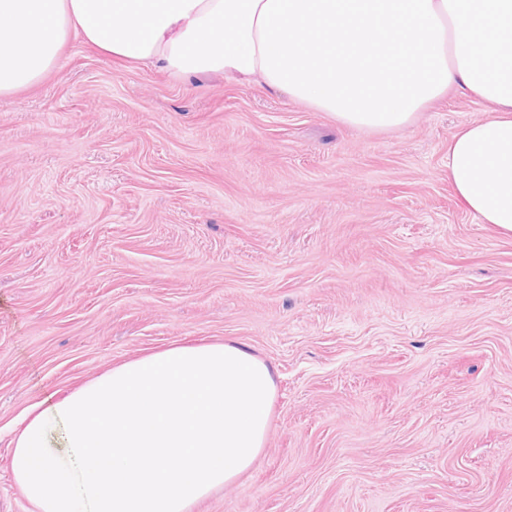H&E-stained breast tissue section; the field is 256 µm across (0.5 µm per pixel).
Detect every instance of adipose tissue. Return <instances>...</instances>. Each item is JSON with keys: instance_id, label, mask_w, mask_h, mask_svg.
Masks as SVG:
<instances>
[{"instance_id": "1", "label": "adipose tissue", "mask_w": 512, "mask_h": 512, "mask_svg": "<svg viewBox=\"0 0 512 512\" xmlns=\"http://www.w3.org/2000/svg\"><path fill=\"white\" fill-rule=\"evenodd\" d=\"M186 77L286 93L369 132L455 87L489 105L448 142V180L512 235V0H0V97L38 85L71 38ZM274 369L237 341L124 362L24 418L11 457L37 512H192L265 447Z\"/></svg>"}]
</instances>
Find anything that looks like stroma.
<instances>
[{"mask_svg":"<svg viewBox=\"0 0 512 512\" xmlns=\"http://www.w3.org/2000/svg\"><path fill=\"white\" fill-rule=\"evenodd\" d=\"M488 107L366 132L72 41L0 99V512L51 392L170 344L276 370L267 444L193 512H512V237L448 181Z\"/></svg>","mask_w":512,"mask_h":512,"instance_id":"35a3bbf8","label":"stroma"}]
</instances>
